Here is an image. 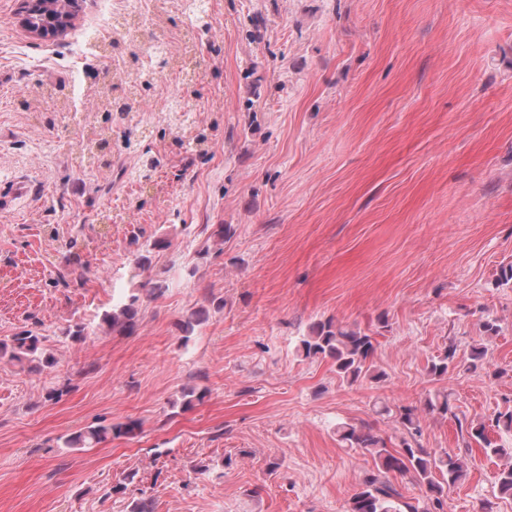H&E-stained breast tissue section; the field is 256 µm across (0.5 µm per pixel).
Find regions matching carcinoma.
Masks as SVG:
<instances>
[{"instance_id":"obj_1","label":"carcinoma","mask_w":512,"mask_h":512,"mask_svg":"<svg viewBox=\"0 0 512 512\" xmlns=\"http://www.w3.org/2000/svg\"><path fill=\"white\" fill-rule=\"evenodd\" d=\"M183 10L196 15L201 27L210 28L203 0H183ZM140 289L132 288L124 293L112 307V312L102 317V323L114 333L134 330L138 322ZM43 336L32 329L22 330L7 340H0V360L18 367L21 371L51 369L56 360L42 348ZM298 351L307 359H330L336 374L349 384L370 380L379 382L384 374L373 363L376 345L370 334L354 329H345L332 320L314 323L309 333L299 341ZM457 363V347L448 345L442 354L429 364L428 372L434 377L448 374V369ZM208 396L206 388H190L183 393L182 410H190ZM430 412L451 416L458 433H467L470 439H479L485 444V452L505 454L508 449L492 444L485 435L483 424H464L452 412L448 396L435 395L426 401ZM397 423L402 430L401 445L388 447L384 439L373 433L369 424L359 427L340 424L336 427L339 443L345 448L360 449L374 460V469L365 473L360 489L350 498L346 512H447L448 488L465 475L464 462L456 455L434 448H425L419 443L422 429L414 409L402 406ZM141 424L136 419L89 427L69 435L64 444L68 448H93L112 439L133 438L140 433ZM410 475L419 485L421 497L410 501L403 495L400 486L390 474Z\"/></svg>"}]
</instances>
